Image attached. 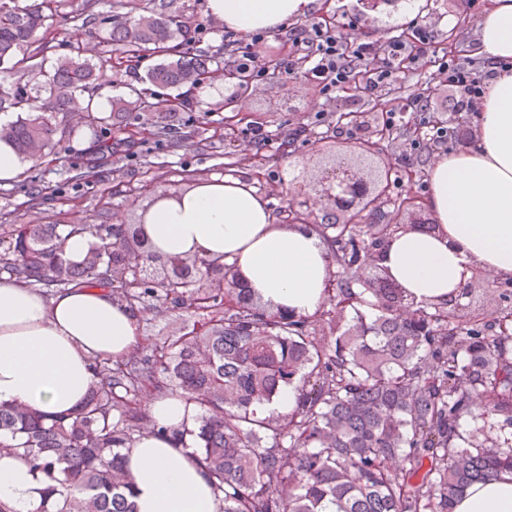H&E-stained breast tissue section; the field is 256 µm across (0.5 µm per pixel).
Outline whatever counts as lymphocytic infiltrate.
<instances>
[{
  "label": "lymphocytic infiltrate",
  "instance_id": "1",
  "mask_svg": "<svg viewBox=\"0 0 512 512\" xmlns=\"http://www.w3.org/2000/svg\"><path fill=\"white\" fill-rule=\"evenodd\" d=\"M356 24V17L349 14L338 28L317 21L290 32L281 48L283 71L288 74L305 71L332 99L350 82L354 63L369 60L373 66L368 85L376 90L391 80L399 65L418 64L425 46L430 45L433 38L432 31L419 27L408 38L392 36L382 41H363L349 35ZM436 78L439 83L457 91L459 111L475 113L480 110L484 84L470 62L455 57L442 58Z\"/></svg>",
  "mask_w": 512,
  "mask_h": 512
}]
</instances>
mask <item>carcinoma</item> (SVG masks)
Masks as SVG:
<instances>
[{
	"instance_id": "cac0c4a2",
	"label": "carcinoma",
	"mask_w": 512,
	"mask_h": 512,
	"mask_svg": "<svg viewBox=\"0 0 512 512\" xmlns=\"http://www.w3.org/2000/svg\"><path fill=\"white\" fill-rule=\"evenodd\" d=\"M67 0H0V129L23 158L47 148L79 99L99 94L111 72L125 92L113 112H179L193 100L163 99L138 84L202 88L213 59L177 10L159 0H112V14L86 0L73 21L100 44L90 55L73 44L45 65L52 22ZM80 124H108L84 106ZM112 153L111 138L91 145V161ZM331 247L336 287L314 316L273 312L247 288H212L224 262L160 257L112 224H20L0 236V279L31 288L102 284L134 311L153 301L187 313L176 331L114 359H92L97 376L69 417L47 418L0 403V455L13 454L42 478L38 512H134L125 472L134 433L151 421L157 395L181 393L200 409L187 430L224 512H454L472 484L512 469V280L499 306L475 321L451 314L453 298L419 304L394 280L360 278L368 253L395 233L385 224L313 225ZM94 238L78 263L64 256L72 235ZM126 245L171 271L135 280L119 251ZM325 334L318 336L313 326ZM298 386L296 406L268 410L283 387ZM472 423L462 430V422ZM499 429L491 441L487 433Z\"/></svg>"
}]
</instances>
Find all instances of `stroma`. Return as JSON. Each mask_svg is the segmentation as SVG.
Wrapping results in <instances>:
<instances>
[{"label":"stroma","mask_w":512,"mask_h":512,"mask_svg":"<svg viewBox=\"0 0 512 512\" xmlns=\"http://www.w3.org/2000/svg\"><path fill=\"white\" fill-rule=\"evenodd\" d=\"M358 19L356 31L368 38L406 36L414 27L424 26L435 36L427 47L422 66L396 73L391 81L398 93L391 106L403 110L396 121L392 138L382 141L379 153L368 160L375 168L389 167L397 172L413 168L428 169L436 156L464 148L475 134V124L464 126L458 139L425 147L409 139L404 130L415 124L416 114L407 105L412 94L426 91L432 115L451 116L454 94L435 79L436 63L447 55L449 42H457L464 52H471L478 40V21L483 0H419L415 12L400 8L367 10L359 0H327L328 12L339 7ZM191 26L205 28L198 50L213 55L224 48L223 23L204 9L203 0H174ZM233 102L246 117L247 124L270 131L272 140L263 151H256L237 135L229 134L224 112L215 111L218 102ZM370 95H363L359 108L363 126L352 135L335 132L336 114L343 105L327 100L319 84L298 72L279 78H261L253 82L248 95L239 96L235 84L217 81L215 91L199 97L194 111L168 119L165 113L124 112L116 116L110 131L119 145L111 157L85 179H75L83 168L92 131L80 128L57 133L49 155L38 165H26L17 182L0 185V230L19 224H135L154 196L177 192L202 178L242 177L254 185L267 200L274 216H282L289 204V181L293 166L313 150H321L324 161L343 153L349 138H373L383 117L373 107ZM174 121L175 128L164 140L149 138L128 142L127 130L162 125ZM306 128L292 146L283 140L294 129ZM40 195L39 205L30 206L33 195Z\"/></svg>","instance_id":"stroma-1"}]
</instances>
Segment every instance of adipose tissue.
<instances>
[{
  "mask_svg": "<svg viewBox=\"0 0 512 512\" xmlns=\"http://www.w3.org/2000/svg\"><path fill=\"white\" fill-rule=\"evenodd\" d=\"M206 11L243 33L284 31L320 0H205ZM478 53L501 62L477 114L474 143L429 167L433 229L399 230L381 253L387 274L416 303L456 291L471 273L512 278V0H487ZM154 253L220 257L273 309L310 315L324 300L331 258L299 224H278L246 180L200 179L158 194L142 213ZM140 342L138 318L103 287L54 295L0 280V402L60 417L80 408L94 382L91 360L120 357ZM154 431L137 434L126 454L136 512H222L223 502L192 447L170 437L192 427L196 408L180 396L147 405ZM43 485L16 457H0V502L36 512ZM454 512H512V470L470 486Z\"/></svg>",
  "mask_w": 512,
  "mask_h": 512,
  "instance_id": "adipose-tissue-1",
  "label": "adipose tissue"
}]
</instances>
